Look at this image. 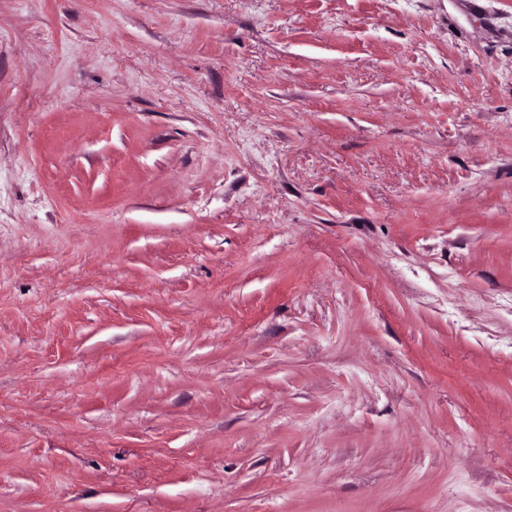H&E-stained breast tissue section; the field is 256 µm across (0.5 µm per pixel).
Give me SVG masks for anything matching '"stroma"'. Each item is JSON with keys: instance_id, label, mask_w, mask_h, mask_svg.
Instances as JSON below:
<instances>
[{"instance_id": "35a3bbf8", "label": "stroma", "mask_w": 512, "mask_h": 512, "mask_svg": "<svg viewBox=\"0 0 512 512\" xmlns=\"http://www.w3.org/2000/svg\"><path fill=\"white\" fill-rule=\"evenodd\" d=\"M0 512H512V0H0Z\"/></svg>"}]
</instances>
